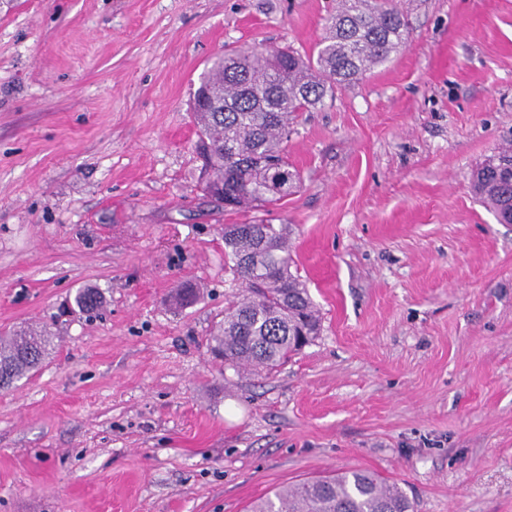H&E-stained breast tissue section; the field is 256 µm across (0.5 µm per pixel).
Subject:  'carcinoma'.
<instances>
[{"mask_svg": "<svg viewBox=\"0 0 512 512\" xmlns=\"http://www.w3.org/2000/svg\"><path fill=\"white\" fill-rule=\"evenodd\" d=\"M408 23L392 0H337L324 39L312 51L242 47L218 58L200 77L192 112L198 128L207 182L224 184V198H210L230 211L275 204L273 176L264 161L299 173L288 161L293 120L336 90L350 86L406 48ZM499 164L473 173V192L507 223L512 207V148ZM288 225L255 219L224 225V267L241 287L228 299L224 319L209 336V347L224 366L271 373L301 350V336L314 341L321 319L288 250ZM103 302L99 288L74 296L79 311L93 314ZM53 347L47 331L16 330L0 336V381L9 386L37 368ZM249 512H414L397 485L365 470H350L279 488Z\"/></svg>", "mask_w": 512, "mask_h": 512, "instance_id": "carcinoma-1", "label": "carcinoma"}]
</instances>
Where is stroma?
<instances>
[{"mask_svg": "<svg viewBox=\"0 0 512 512\" xmlns=\"http://www.w3.org/2000/svg\"><path fill=\"white\" fill-rule=\"evenodd\" d=\"M394 2L406 48L295 119L297 187L224 213L200 74L310 50L336 0H0V332L55 336L0 389V512H247L353 469L416 512H512V224L470 188L512 144V0ZM254 218L287 225L321 316L272 374L207 342L224 227ZM80 288L101 317L66 311Z\"/></svg>", "mask_w": 512, "mask_h": 512, "instance_id": "obj_1", "label": "stroma"}]
</instances>
